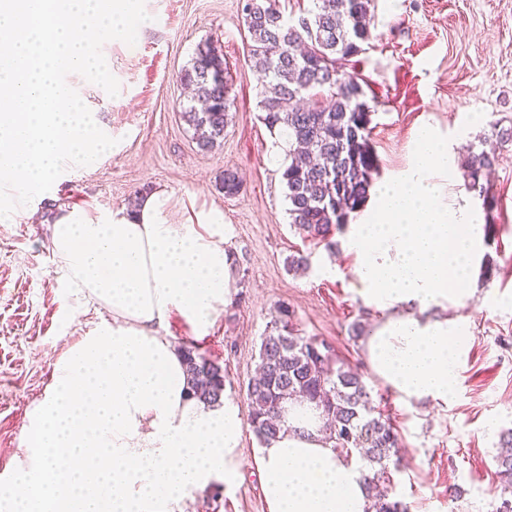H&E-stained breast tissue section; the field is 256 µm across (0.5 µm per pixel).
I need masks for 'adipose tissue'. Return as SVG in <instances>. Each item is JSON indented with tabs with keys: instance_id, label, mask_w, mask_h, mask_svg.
<instances>
[{
	"instance_id": "1",
	"label": "adipose tissue",
	"mask_w": 512,
	"mask_h": 512,
	"mask_svg": "<svg viewBox=\"0 0 512 512\" xmlns=\"http://www.w3.org/2000/svg\"><path fill=\"white\" fill-rule=\"evenodd\" d=\"M415 143L411 167L374 188L375 219L353 224L345 248L381 316L364 344L370 369L406 399L445 404L459 388L468 325L422 312L466 305L482 228L439 202L430 172L452 155L433 128L420 127ZM171 201L158 189L134 212L68 209L50 225L60 279L112 319L67 347L32 402L0 481V512H185L191 490L233 481L242 417L232 402L191 395L183 351L167 334L176 315L207 335L234 295L224 215L176 223ZM285 416L288 430L259 450L268 512H369L362 466L323 438L317 412L290 403Z\"/></svg>"
}]
</instances>
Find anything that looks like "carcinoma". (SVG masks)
<instances>
[{
    "label": "carcinoma",
    "instance_id": "1",
    "mask_svg": "<svg viewBox=\"0 0 512 512\" xmlns=\"http://www.w3.org/2000/svg\"><path fill=\"white\" fill-rule=\"evenodd\" d=\"M314 9L297 22L283 19L277 0H245L243 25L250 44L251 67L264 77L261 119L288 140V163L281 182L291 223L305 237L330 249L333 231L370 199L378 159L370 142L372 112L361 101L358 78L336 66L339 59L365 51L372 39L375 0H312ZM222 53L211 43L199 47L180 79L191 89L182 118L195 131L200 150L224 139L234 106ZM512 142V126L493 127L462 163L464 185L491 207L495 201L488 177L500 146ZM224 195H238L241 181L225 170ZM194 397L218 404L224 397V368L200 353L183 348ZM251 404L250 430L264 444L284 428L283 408L290 399L306 401L322 415V433L342 453L356 449L369 473L365 476L374 512H408L384 489L391 484L389 462L399 466L401 437L390 417L373 405L362 376L331 347L302 336L294 311L281 305L262 336L257 374L246 387ZM501 504L512 512V430L503 434L496 457Z\"/></svg>",
    "mask_w": 512,
    "mask_h": 512
}]
</instances>
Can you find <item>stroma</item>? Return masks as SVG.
Instances as JSON below:
<instances>
[{
    "instance_id": "stroma-1",
    "label": "stroma",
    "mask_w": 512,
    "mask_h": 512,
    "mask_svg": "<svg viewBox=\"0 0 512 512\" xmlns=\"http://www.w3.org/2000/svg\"><path fill=\"white\" fill-rule=\"evenodd\" d=\"M145 9L150 19L135 44L111 40L102 47L119 82L117 96L79 74L67 77L114 148L90 165L67 166L53 197L34 201L32 214L18 223L0 224V473L13 465L28 407L49 385L65 341L108 316L59 281L47 248L50 224L62 208L94 216L128 208L137 190L162 187L173 196V217L184 204L221 211L246 271L208 335L194 337L177 318L169 327L180 345L195 344L223 366L225 394L241 415L250 411L246 385L266 326L277 306L288 304L303 335L326 341L361 373L375 406L399 431L393 492L408 512H496V455L502 433L512 429V143L501 147L491 175L493 210L465 188L459 165L436 175L442 206L469 208L478 224L495 222L479 257L495 260L498 272L477 279L464 308L427 311L467 320L456 397L445 405L404 401L368 369L364 340L353 332L357 324L372 330L378 318L354 286L345 232L335 233L328 249L289 222L281 162L271 156L280 137L260 118L261 77L247 57L240 0H145ZM371 29L367 50L340 66L357 75L372 112L379 163L373 180L409 167L420 125L433 127L457 162L492 124L512 125V0H376ZM206 42L224 56L234 99L223 141L207 152L198 149L180 108L181 72ZM228 168L242 180L234 197L220 188ZM298 252L308 255V269L288 271L286 258ZM258 448L244 430L238 478L192 491L188 512H268Z\"/></svg>"
}]
</instances>
